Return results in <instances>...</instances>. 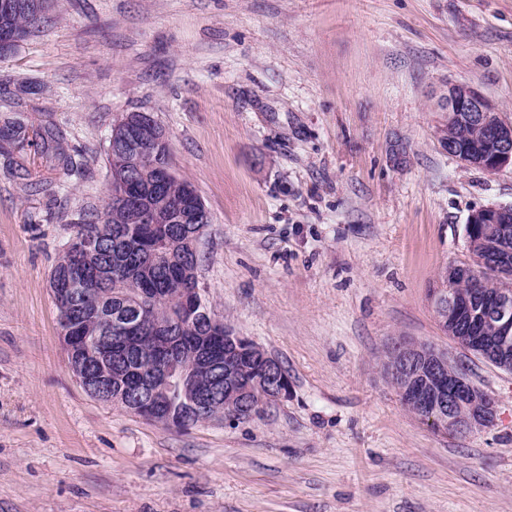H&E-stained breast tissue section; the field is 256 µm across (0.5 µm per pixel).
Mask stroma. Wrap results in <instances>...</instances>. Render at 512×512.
<instances>
[{
    "label": "stroma",
    "mask_w": 512,
    "mask_h": 512,
    "mask_svg": "<svg viewBox=\"0 0 512 512\" xmlns=\"http://www.w3.org/2000/svg\"><path fill=\"white\" fill-rule=\"evenodd\" d=\"M450 83L512 119V0H50L0 56V124H53L85 175L0 155V512H512V372L430 302L470 213L512 205L511 167L442 147ZM134 111L211 213L208 306L288 373L250 421L174 428L68 366L51 272ZM399 339L448 350L495 422L410 413L383 369Z\"/></svg>",
    "instance_id": "35a3bbf8"
}]
</instances>
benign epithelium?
<instances>
[{
    "label": "benign epithelium",
    "instance_id": "obj_1",
    "mask_svg": "<svg viewBox=\"0 0 512 512\" xmlns=\"http://www.w3.org/2000/svg\"><path fill=\"white\" fill-rule=\"evenodd\" d=\"M47 0H0V48L8 49L15 45L20 35L12 26L11 18L24 13L32 18L44 10ZM443 111L448 113V121L466 120L482 131L479 142L461 152L448 150L464 166L477 167L488 173H496L504 167L512 166V121L503 118L493 102L477 89L462 83H450L441 94ZM135 140L138 151L149 153L152 168L156 174L152 197H159L164 184L173 176L172 167L161 153L168 143L162 128L152 116L136 112L122 118L112 127V144L124 147L129 140ZM120 183L122 197L128 204L140 203L139 186L136 177L126 172ZM181 208L189 213L190 226L185 230V243L190 251L198 253L199 244L207 224L208 211L190 184L183 186ZM512 222V205L487 204L474 210L467 221L466 231L473 225L484 224L485 236L493 237L499 225ZM78 290L71 286H57L53 297L63 311L62 335L75 332L72 314L87 317L96 313L94 295L96 285L82 274L75 275ZM445 292L431 298L433 308L439 310L436 318L439 324H448L454 329L464 321L468 325V335L456 337L454 341L464 349L482 357L495 366L512 370V289L501 288L497 293L479 300L448 298L443 303ZM207 315L203 310V297L198 287L181 290V318L189 321ZM492 321L497 325L499 336L492 342L482 336L483 324ZM208 335L227 336L235 345V352L247 362L258 364L270 383L254 388L239 390L235 386L237 366L224 364L222 356L208 348L198 350L187 369L174 374L166 369L154 367L141 380L125 386L124 405L126 410L154 421L173 424L170 406L173 398H178L196 416L202 417L215 405L214 399L194 391L187 383L191 373H206L220 389H226L224 402L259 403L268 406L288 399L290 383L282 364L268 355L262 348L246 336L237 334L224 322L208 315ZM394 366L389 370L390 378L396 386L402 402L414 409L416 415L429 421L435 429L443 432L466 434L494 421L497 415L496 401L474 385L464 374L463 369L450 354L433 345L417 341H396L390 347ZM427 363L430 381L415 385L408 381L411 367L418 359ZM82 366L95 369L94 375L87 371L78 374V380L95 398L104 396L102 389L112 388L115 373L110 365V355L104 352L87 351Z\"/></svg>",
    "mask_w": 512,
    "mask_h": 512
}]
</instances>
